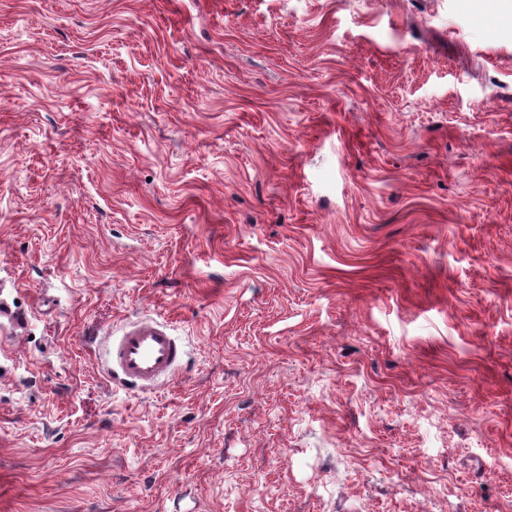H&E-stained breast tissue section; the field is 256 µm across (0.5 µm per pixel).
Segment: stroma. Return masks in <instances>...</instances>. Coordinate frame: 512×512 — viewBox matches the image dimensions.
I'll use <instances>...</instances> for the list:
<instances>
[{
	"instance_id": "obj_1",
	"label": "stroma",
	"mask_w": 512,
	"mask_h": 512,
	"mask_svg": "<svg viewBox=\"0 0 512 512\" xmlns=\"http://www.w3.org/2000/svg\"><path fill=\"white\" fill-rule=\"evenodd\" d=\"M506 6L0 0V512H512ZM110 378L141 390L172 380L184 364V351L162 323L139 318L119 334L102 336Z\"/></svg>"
}]
</instances>
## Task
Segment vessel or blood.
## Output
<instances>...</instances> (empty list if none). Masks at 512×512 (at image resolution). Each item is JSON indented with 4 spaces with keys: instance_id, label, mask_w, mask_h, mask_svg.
Instances as JSON below:
<instances>
[{
    "instance_id": "obj_1",
    "label": "vessel or blood",
    "mask_w": 512,
    "mask_h": 512,
    "mask_svg": "<svg viewBox=\"0 0 512 512\" xmlns=\"http://www.w3.org/2000/svg\"><path fill=\"white\" fill-rule=\"evenodd\" d=\"M110 378L141 390L172 380L184 364V351L168 328L153 319L128 323L120 333L103 336Z\"/></svg>"
}]
</instances>
